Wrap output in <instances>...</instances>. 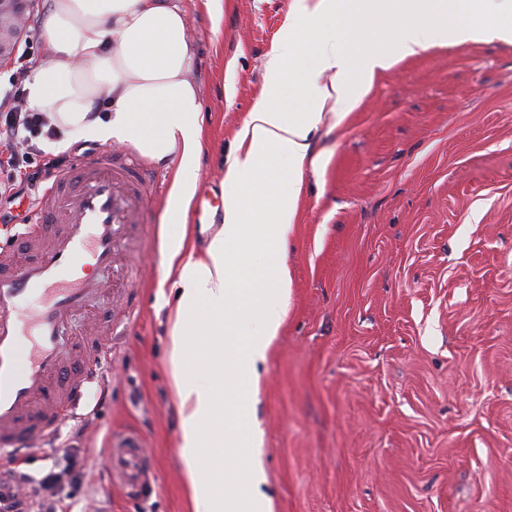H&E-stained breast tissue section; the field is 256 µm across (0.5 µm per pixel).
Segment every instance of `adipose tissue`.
I'll return each mask as SVG.
<instances>
[{
    "mask_svg": "<svg viewBox=\"0 0 512 512\" xmlns=\"http://www.w3.org/2000/svg\"><path fill=\"white\" fill-rule=\"evenodd\" d=\"M294 0L264 65L262 94L224 168L223 222L202 257L186 218L203 150L202 102L182 0H50L44 53L24 85L66 149L90 131L175 163L163 221L162 264L175 287L169 366L179 403V460L197 512H261V443L250 406L258 366L283 322L290 273L288 231L305 172L328 151L322 124L340 127L377 73L432 48L512 42V0ZM329 81H322V74ZM249 455L244 479L227 460Z\"/></svg>",
    "mask_w": 512,
    "mask_h": 512,
    "instance_id": "obj_1",
    "label": "adipose tissue"
}]
</instances>
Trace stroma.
<instances>
[{
  "label": "stroma",
  "mask_w": 512,
  "mask_h": 512,
  "mask_svg": "<svg viewBox=\"0 0 512 512\" xmlns=\"http://www.w3.org/2000/svg\"><path fill=\"white\" fill-rule=\"evenodd\" d=\"M222 4L215 20L186 3L200 192L224 183L293 0ZM316 146L331 159L304 176L287 310L259 366L271 512H512V44L400 62ZM151 170L136 321L58 443L15 465L37 481L74 459L64 512H189L161 257L173 170ZM124 429L146 439L149 496L109 485L98 451Z\"/></svg>",
  "instance_id": "stroma-1"
}]
</instances>
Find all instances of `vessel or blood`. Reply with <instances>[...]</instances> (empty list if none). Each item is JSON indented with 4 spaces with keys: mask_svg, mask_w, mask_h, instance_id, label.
Here are the masks:
<instances>
[{
    "mask_svg": "<svg viewBox=\"0 0 512 512\" xmlns=\"http://www.w3.org/2000/svg\"><path fill=\"white\" fill-rule=\"evenodd\" d=\"M150 177L130 149L77 157L36 201L19 243L0 244V447L29 457L74 416L75 404L109 358L93 332L66 341V324L90 296L122 303L120 325L135 321L121 252L143 248ZM30 368L18 372L21 345ZM112 485L146 484L144 439L132 429L108 443Z\"/></svg>",
    "mask_w": 512,
    "mask_h": 512,
    "instance_id": "b4317fda",
    "label": "vessel or blood"
}]
</instances>
